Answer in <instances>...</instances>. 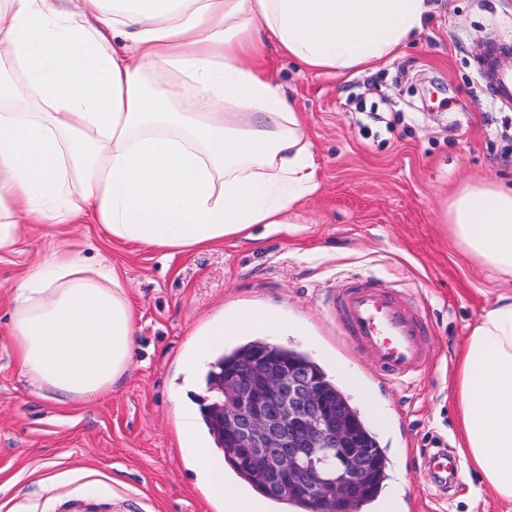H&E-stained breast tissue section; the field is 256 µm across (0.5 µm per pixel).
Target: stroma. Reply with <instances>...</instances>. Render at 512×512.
<instances>
[{
  "label": "stroma",
  "mask_w": 512,
  "mask_h": 512,
  "mask_svg": "<svg viewBox=\"0 0 512 512\" xmlns=\"http://www.w3.org/2000/svg\"><path fill=\"white\" fill-rule=\"evenodd\" d=\"M433 2L417 37L373 67L314 72L267 45L266 73L303 117L319 183L283 224L171 257L112 243L97 224H27L0 252V512H221L184 456L172 398L198 413L199 374L181 360L195 332L238 303L287 312L290 331L269 344L306 351L337 385L351 373L366 383L372 402L349 397L390 461L383 493L397 512H504L492 489L472 495L480 477L469 466L443 489L427 465L458 448L456 353L483 310L512 291L511 278L489 277L456 248L441 220L467 186L512 187V107L478 75L490 42L512 49V0ZM52 246L108 253L136 314L125 382L80 406L29 393L9 332L11 291ZM362 276L401 289L432 327L414 381H383L340 333L331 298Z\"/></svg>",
  "instance_id": "1"
}]
</instances>
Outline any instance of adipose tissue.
<instances>
[{"instance_id":"ef3b65f1","label":"adipose tissue","mask_w":512,"mask_h":512,"mask_svg":"<svg viewBox=\"0 0 512 512\" xmlns=\"http://www.w3.org/2000/svg\"><path fill=\"white\" fill-rule=\"evenodd\" d=\"M0 0V252L26 224L102 225L113 241L168 253L248 237L317 191L301 115L265 74L273 40L312 71L392 58L430 0ZM193 90L181 104L173 77ZM443 221L456 247L512 278V188L471 185ZM11 336L28 390L60 403L106 395L136 352L128 285L109 256L56 249L14 288ZM288 318L242 305L208 327L276 336ZM461 456L512 504V294L480 315L453 386ZM177 436L223 512H261L236 493L194 421L173 401Z\"/></svg>"}]
</instances>
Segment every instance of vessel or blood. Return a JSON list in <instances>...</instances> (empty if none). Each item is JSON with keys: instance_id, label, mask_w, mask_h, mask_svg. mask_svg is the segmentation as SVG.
I'll use <instances>...</instances> for the list:
<instances>
[{"instance_id": "obj_1", "label": "vessel or blood", "mask_w": 512, "mask_h": 512, "mask_svg": "<svg viewBox=\"0 0 512 512\" xmlns=\"http://www.w3.org/2000/svg\"><path fill=\"white\" fill-rule=\"evenodd\" d=\"M496 101L512 104V54L491 45L480 71ZM336 317L343 336L360 341L383 379L396 381L422 372L429 353L428 322L410 309L397 289L357 279L336 290Z\"/></svg>"}]
</instances>
